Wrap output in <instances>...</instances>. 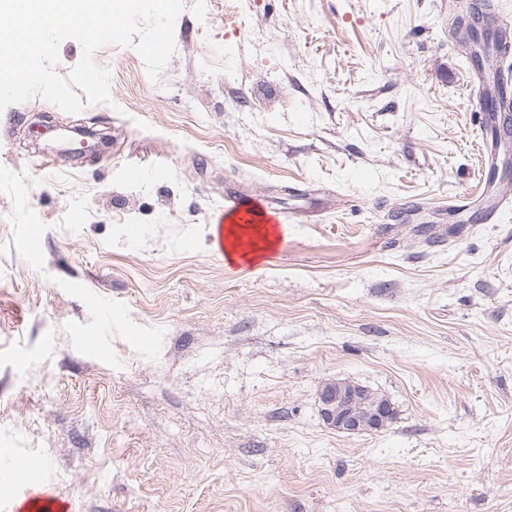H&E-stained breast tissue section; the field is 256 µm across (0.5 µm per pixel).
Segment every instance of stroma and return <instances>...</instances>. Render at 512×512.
I'll use <instances>...</instances> for the list:
<instances>
[{
    "instance_id": "35a3bbf8",
    "label": "stroma",
    "mask_w": 512,
    "mask_h": 512,
    "mask_svg": "<svg viewBox=\"0 0 512 512\" xmlns=\"http://www.w3.org/2000/svg\"><path fill=\"white\" fill-rule=\"evenodd\" d=\"M449 12L183 0L158 81L111 44L110 103L0 111V449L69 512H512V209L469 107L512 56L474 67ZM230 192L287 218L261 262L212 247ZM336 379L394 422L328 427Z\"/></svg>"
}]
</instances>
